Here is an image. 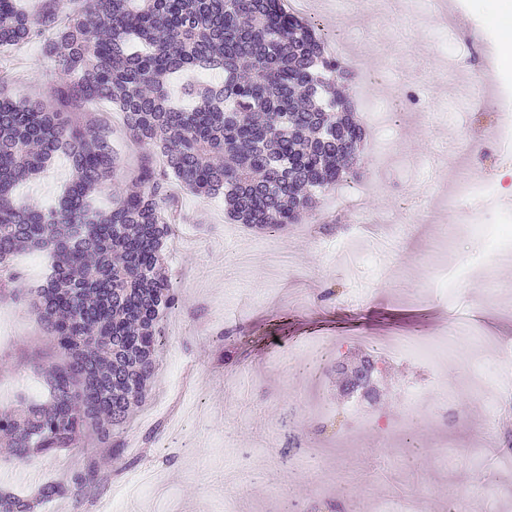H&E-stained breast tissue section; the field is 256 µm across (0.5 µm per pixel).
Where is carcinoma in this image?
Segmentation results:
<instances>
[{"label": "carcinoma", "mask_w": 512, "mask_h": 512, "mask_svg": "<svg viewBox=\"0 0 512 512\" xmlns=\"http://www.w3.org/2000/svg\"><path fill=\"white\" fill-rule=\"evenodd\" d=\"M0 0V71L10 49L40 45L61 81L53 105L0 98V301L21 299L13 259L52 258L36 311L61 356L44 374L48 397L0 411L13 456L77 448L92 438L122 460L120 430L142 404L165 338L164 318L181 298L161 252L176 223L171 182L197 195L224 194L238 224L280 233L316 198L352 173L364 133L348 112L340 59L325 54L314 25L284 0H44L32 17ZM190 69L220 70L217 85L167 82ZM111 103L139 143L156 148L135 171L136 189L96 206L118 157L90 110ZM67 155L73 179L57 206L19 204L13 188ZM100 458L30 497L0 494V512H35L96 488Z\"/></svg>", "instance_id": "cac0c4a2"}]
</instances>
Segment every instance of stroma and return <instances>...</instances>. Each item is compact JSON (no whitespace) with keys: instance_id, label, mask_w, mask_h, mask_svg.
Returning <instances> with one entry per match:
<instances>
[{"instance_id":"1","label":"stroma","mask_w":512,"mask_h":512,"mask_svg":"<svg viewBox=\"0 0 512 512\" xmlns=\"http://www.w3.org/2000/svg\"><path fill=\"white\" fill-rule=\"evenodd\" d=\"M447 4L443 12L430 0H404L385 22L372 9L357 16L334 0L325 4L321 26L340 31L347 63L376 78L364 87L353 77L346 83L365 130L347 186L320 197L300 223L271 236L232 223L223 197L176 190L179 221L163 262L182 306L165 319L168 339L149 395L122 434L127 473L155 472L170 512H311L321 499L346 512H402L420 492L427 512H448L453 499L469 512H512V469L493 459L512 444V423L475 385L477 377L498 374L497 343H512V265L474 261L463 282L454 268L480 225L512 217V201L456 225L449 248L439 247L462 176L486 146L474 138L456 87L477 79L467 62L475 50L492 52L499 29L475 11L474 0ZM451 14L465 30H449ZM7 66L12 77L0 96L15 101L48 100L59 78L35 44L13 49ZM96 113L120 156L113 189H127L145 149L114 106L101 104ZM70 179L61 155L16 195L46 206ZM365 182L376 191L359 194ZM339 211L393 233L409 224L413 234L397 237L379 263L364 241L352 245L354 261H343L336 255L343 231H320ZM14 264L27 297L0 302V323L9 328L0 344L2 410L21 392L44 399L35 367L59 361L28 301L44 284L49 261L31 253ZM451 322L491 337L452 340L440 363V381L460 414L436 422L427 398L418 417L406 418L408 389L428 388L426 371L387 356L384 344ZM367 355L382 370L376 397L344 394L337 362ZM96 451L89 440L25 461L0 457V487L30 493L71 476ZM126 475L107 476L88 498L59 499L40 512H108Z\"/></svg>"}]
</instances>
